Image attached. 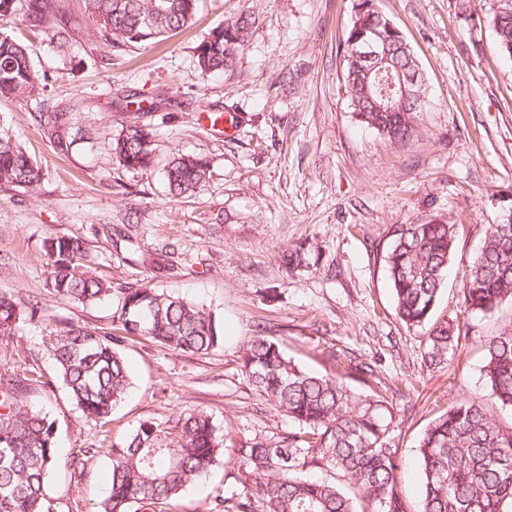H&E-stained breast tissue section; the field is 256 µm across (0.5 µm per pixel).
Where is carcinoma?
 <instances>
[{"label":"carcinoma","instance_id":"carcinoma-1","mask_svg":"<svg viewBox=\"0 0 512 512\" xmlns=\"http://www.w3.org/2000/svg\"><path fill=\"white\" fill-rule=\"evenodd\" d=\"M198 0H84L87 24L107 45L146 44L189 26ZM22 16L26 26L50 35L59 55L67 56L76 27L71 0H0V23ZM378 0H357L344 34L343 80L348 107L360 122L392 142L418 134V114L426 105L422 82L410 95L394 101L370 50L372 30L386 32L381 51L392 73L418 71L417 60ZM492 27L501 52L512 59V0H493ZM254 24L241 16L209 31L197 46L203 72L230 70ZM47 77L32 61V45L0 31V97H36ZM32 119L60 154L84 139L73 113L62 108L36 112ZM120 165H152L147 134L129 129L112 140ZM208 161L197 155L173 157L165 166L167 191L173 197L194 194L209 178ZM41 168L0 124V188L35 189ZM384 262L397 317L408 327L429 326L423 362L436 368L468 335L448 323L433 325L441 284L456 245L454 225L444 222L394 224ZM48 282L55 296L93 305L121 295L123 330L140 334L185 353H207L224 344V327L199 303L160 292L148 285L113 288L88 264V247L79 236L45 244ZM467 311L485 314L512 302V218L487 229L480 252L462 279ZM20 325L12 298L0 295V332ZM121 337L102 336L72 326L44 343L55 366L54 379L66 388L81 413L104 428L129 391L131 381L118 349ZM484 377L489 399L466 396L435 418L421 437L418 462L422 476L421 512H512V426L505 427L494 407L512 410V330L485 342ZM336 373H310L295 364L279 344L263 334L243 347L241 370L249 384L276 414L300 426L278 440L245 442L237 448L251 479L224 499L228 512H407L400 491V451L395 444L392 404L381 393L363 394L348 380L375 375L366 362L330 353ZM43 373L0 375V512H52L45 497L49 475L64 461L56 446L55 419L29 403L31 386ZM93 453L76 448L65 461L75 466ZM224 434L204 410L141 423L110 448L109 491L99 512H131L177 500L186 487L223 462ZM327 468L335 480L312 479L306 470Z\"/></svg>","mask_w":512,"mask_h":512}]
</instances>
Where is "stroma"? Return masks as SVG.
<instances>
[{
    "label": "stroma",
    "mask_w": 512,
    "mask_h": 512,
    "mask_svg": "<svg viewBox=\"0 0 512 512\" xmlns=\"http://www.w3.org/2000/svg\"><path fill=\"white\" fill-rule=\"evenodd\" d=\"M354 0H199L195 21L156 43L110 47L80 30L67 57L47 35L32 37L48 83L39 98H0V121L37 160L35 191L0 188V292L32 312L21 330L0 334V373L55 374L43 342L70 325L121 337L132 386L101 433L60 383L35 387L33 402L57 420L58 452L94 448L59 468L47 494L52 512H93L108 493L109 449L140 423L188 409L211 414L225 437L224 461L191 485L175 508L224 512L247 477L236 444L293 430L269 412L240 370L256 331L306 370L332 373L333 349L377 370L361 393L392 401L395 443L408 512H418L417 446L434 418L463 396H487L483 337L512 329V304L475 315L461 301L464 273L489 225L512 215V59L491 26L492 0H379L419 65L427 104L420 133L393 143L357 121L341 81L342 38ZM256 22L232 70L205 74L195 48L224 21ZM67 105L86 122L93 147L60 155L31 115ZM234 120L229 136L209 113ZM148 133L154 163L120 166L112 137ZM176 153L204 156L208 181L173 198L163 168ZM453 224L456 249L433 322L468 331L446 365L422 361L424 329L398 319L383 255L394 224ZM83 237L91 266L114 287L151 281L187 296L224 325V344L188 354L124 335L118 301L83 306L58 299L47 283L44 243ZM304 251V266L283 253ZM166 252L164 271L150 258Z\"/></svg>",
    "instance_id": "obj_1"
}]
</instances>
